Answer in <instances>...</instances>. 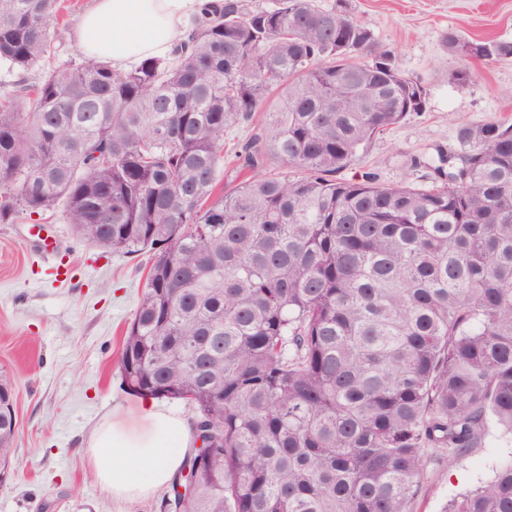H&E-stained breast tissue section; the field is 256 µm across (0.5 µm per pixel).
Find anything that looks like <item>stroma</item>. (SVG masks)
<instances>
[{
    "label": "stroma",
    "instance_id": "1",
    "mask_svg": "<svg viewBox=\"0 0 512 512\" xmlns=\"http://www.w3.org/2000/svg\"><path fill=\"white\" fill-rule=\"evenodd\" d=\"M89 0H61L51 24L59 46L46 67L70 58ZM376 43L394 50L400 69L419 78L424 112L407 116L361 150L342 178L374 173L380 183L427 185L432 172L415 157L459 154L456 128L490 120L512 123V59L461 60L448 31L512 41V0H347ZM471 74L467 87L453 75ZM147 255L112 253L71 230L64 208L51 218L20 215L0 223V369L15 390L13 477L0 485V512H160L161 492L134 502L112 498L86 459V441L112 412L134 408L121 385L117 356L140 303ZM512 456V438L489 426L484 448L431 467L410 512H444L450 499L491 476Z\"/></svg>",
    "mask_w": 512,
    "mask_h": 512
}]
</instances>
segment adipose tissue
I'll list each match as a JSON object with an SVG mask.
<instances>
[{
	"instance_id": "obj_1",
	"label": "adipose tissue",
	"mask_w": 512,
	"mask_h": 512,
	"mask_svg": "<svg viewBox=\"0 0 512 512\" xmlns=\"http://www.w3.org/2000/svg\"><path fill=\"white\" fill-rule=\"evenodd\" d=\"M210 0H92L82 15L77 44L91 57L125 70L141 59L166 55L183 21L200 15ZM143 429L123 414L104 419L87 444L89 466L113 495L129 501L166 485L178 469L189 432L185 422L152 396L135 406Z\"/></svg>"
}]
</instances>
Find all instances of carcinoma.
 <instances>
[{
	"instance_id": "obj_1",
	"label": "carcinoma",
	"mask_w": 512,
	"mask_h": 512,
	"mask_svg": "<svg viewBox=\"0 0 512 512\" xmlns=\"http://www.w3.org/2000/svg\"><path fill=\"white\" fill-rule=\"evenodd\" d=\"M339 2L215 0L165 58L76 50L28 111L0 107V223L62 205L89 244L149 257L120 376L195 412L162 512H409L437 452L512 435V124L460 125L429 187L338 177L426 109ZM57 4L0 0L1 62L50 56ZM256 112L251 176L215 201L224 132ZM16 430L0 372V484ZM492 472L444 512H512V460Z\"/></svg>"
}]
</instances>
